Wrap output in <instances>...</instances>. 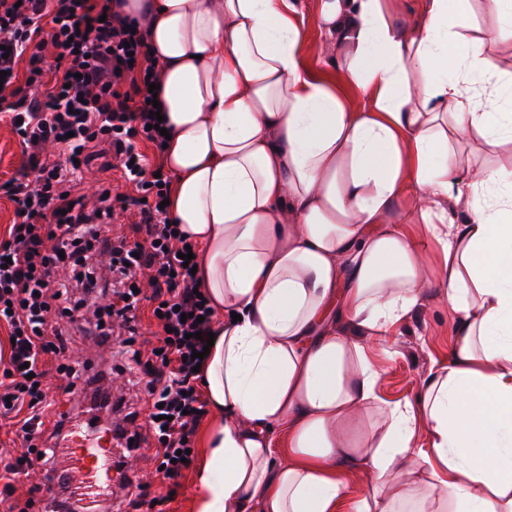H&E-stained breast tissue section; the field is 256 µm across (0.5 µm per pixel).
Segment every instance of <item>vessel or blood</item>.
<instances>
[{
  "mask_svg": "<svg viewBox=\"0 0 512 512\" xmlns=\"http://www.w3.org/2000/svg\"><path fill=\"white\" fill-rule=\"evenodd\" d=\"M80 453L74 465L82 474V480L72 486L74 497L79 500L82 512H97L96 504L108 491L114 476L112 454L106 450L98 433L87 432L80 438Z\"/></svg>",
  "mask_w": 512,
  "mask_h": 512,
  "instance_id": "b4317fda",
  "label": "vessel or blood"
}]
</instances>
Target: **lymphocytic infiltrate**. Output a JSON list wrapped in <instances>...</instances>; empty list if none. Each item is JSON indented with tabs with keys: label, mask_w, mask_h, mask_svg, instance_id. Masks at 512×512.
<instances>
[{
	"label": "lymphocytic infiltrate",
	"mask_w": 512,
	"mask_h": 512,
	"mask_svg": "<svg viewBox=\"0 0 512 512\" xmlns=\"http://www.w3.org/2000/svg\"><path fill=\"white\" fill-rule=\"evenodd\" d=\"M109 15L103 0H0V112L15 120L25 164L17 178L0 185L14 204L8 240L0 243V326L13 340L0 369V416H14L21 457L0 458V481L12 483L30 470L58 467L57 446L68 438L65 420L45 430L54 404L46 365L63 359L72 336L111 343L112 329L126 333L128 360L145 376L148 429L116 437L148 436L160 477L177 490L187 468L177 451L193 448L208 403L198 388L195 353L211 330L214 311L194 292L195 275L180 254L189 238L176 231L160 204L168 197L162 164L136 148L144 137L156 151L165 138L150 126L149 86L141 62L148 50L143 31ZM50 77L46 100L25 89ZM58 145L70 164L43 159L46 142ZM111 156L116 169L142 198L134 238H112L105 220L124 206L123 197L102 192L96 203L72 197L70 175L96 158ZM69 258L74 276L61 281L55 268ZM150 270L151 296L134 293L138 273ZM155 324L156 351L135 349L141 319Z\"/></svg>",
	"instance_id": "lymphocytic-infiltrate-1"
}]
</instances>
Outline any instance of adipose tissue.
Masks as SVG:
<instances>
[{
    "label": "adipose tissue",
    "instance_id": "ef3b65f1",
    "mask_svg": "<svg viewBox=\"0 0 512 512\" xmlns=\"http://www.w3.org/2000/svg\"><path fill=\"white\" fill-rule=\"evenodd\" d=\"M110 5L148 33L168 212L215 311L194 512H336L350 471L353 512H512V71L491 53L512 0H421L407 26L319 0L344 97L305 67L294 0ZM430 295L448 361L387 405L367 342ZM345 481V498L339 505L337 512H349L348 505L362 498L368 491L369 482L363 474H351L344 478Z\"/></svg>",
    "mask_w": 512,
    "mask_h": 512
}]
</instances>
